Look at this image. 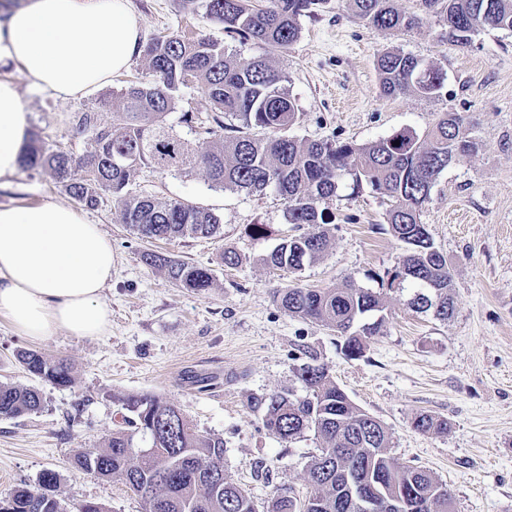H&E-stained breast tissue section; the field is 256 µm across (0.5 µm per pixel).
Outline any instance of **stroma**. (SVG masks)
<instances>
[{
	"mask_svg": "<svg viewBox=\"0 0 512 512\" xmlns=\"http://www.w3.org/2000/svg\"><path fill=\"white\" fill-rule=\"evenodd\" d=\"M142 42L178 33L222 40L234 58H266L282 71L298 105L289 136L358 144L409 128L423 131L438 116L467 117L475 151L456 157L439 177L421 220L454 275L453 316L437 320L409 309L408 292L382 289L403 245L387 231L385 196L353 193L342 177L328 202L333 222L328 252L291 273L267 266L266 255L296 231L284 200L273 192L211 188L203 169L162 174L136 169L127 190L177 198L216 214L213 237L142 240L119 220L111 193H102L87 219L112 240V284L102 299L112 311L106 335L57 331L32 341L0 316V381L30 384L15 359L28 349L67 358L75 382L40 384L38 413L0 417V499L37 485L45 471L58 478L64 512L102 504L107 512H143L141 500L119 478L74 469L76 454L103 447L122 424L119 396L156 394L180 407L194 428L224 439V472L256 503L274 491L297 499L310 492L307 466L320 441L313 433L285 442L263 425L259 402L288 389L305 390L296 376L317 356L339 387L390 432L389 456L419 466L447 483L453 512H512V31L489 30L470 45L448 41L437 17L409 31H377L347 10L345 0H322L300 19L298 39L283 50L228 37L204 10L183 0H130ZM394 50L433 62L447 74L437 96L380 93L375 60ZM142 58L99 94L62 100L30 87L16 66L0 75L16 83L32 114L31 136L46 150L83 153L71 132L76 113L119 93L142 71ZM44 202L74 205L62 183L44 169L23 168L0 186V206ZM240 262L225 266V250ZM158 252L213 270L209 291L180 288L148 266ZM381 291L385 322L362 357L349 360L336 333L322 323L288 315L276 302L290 285L333 288L343 282ZM431 413L448 422L444 433H423L412 420Z\"/></svg>",
	"mask_w": 512,
	"mask_h": 512,
	"instance_id": "obj_1",
	"label": "stroma"
}]
</instances>
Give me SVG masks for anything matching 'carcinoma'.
<instances>
[{
  "label": "carcinoma",
  "mask_w": 512,
  "mask_h": 512,
  "mask_svg": "<svg viewBox=\"0 0 512 512\" xmlns=\"http://www.w3.org/2000/svg\"><path fill=\"white\" fill-rule=\"evenodd\" d=\"M257 8L248 0H185L224 25L240 39L276 49L294 43L300 16L321 0H268ZM350 11L366 25L382 31L409 30L423 19L406 14L394 0H347ZM425 14L441 18L448 38L468 44L484 30L512 31V0H422ZM145 75L118 93L112 122L96 108L78 113L73 136L83 139L84 153L29 147L28 168L42 167L66 184L74 198L88 207L99 203L97 190L112 193L119 219L141 239L211 237L220 219L211 211L180 199L159 200L126 192L138 167L160 173L206 171L211 186L221 190L271 191L286 203L290 224H330L325 204L336 195L339 178L347 174L353 190L363 186L391 200L386 223L404 245L402 259L386 272L387 287L412 288L409 306L432 312L441 321L455 310L454 279L448 260L435 247L421 212L439 175L456 155L471 152L476 142L466 118L456 112L439 116L423 132L404 129L366 144L335 140L296 139L288 129L297 119V104L285 77L264 58L230 59L224 42L194 40L179 34L159 37L142 50ZM375 68L381 93L433 97L446 73L410 54L386 51ZM196 86L214 105L213 125L199 151L168 123L183 88ZM238 124L230 127L224 118ZM253 129L265 131L258 137ZM399 145H394V142ZM87 179H70L74 165ZM330 247L326 231L302 234L279 243L265 258L275 269L298 271ZM145 262L164 270L178 286L191 292L212 287L211 269L164 254H143ZM289 314L320 322L337 333L343 354L362 356L367 340L380 333L384 310L381 295L351 282L336 288L290 286L277 291ZM18 364L32 378L57 387L72 385V366L64 358L20 350ZM307 394L274 392L260 402L263 423L274 435L292 441L311 431L321 441L308 465L310 495L303 502L278 492L260 506L224 475V438L197 431L187 415L166 399L150 394L122 397L126 427L112 431L101 449L85 450L75 468L103 478L120 477L138 496L144 512H451L448 485L419 466H399L388 455L389 432L377 418L356 406L320 364L306 363L297 373ZM43 405L33 386L0 382V416L17 418ZM415 429L445 432L448 421L420 413ZM156 447L147 453L144 443ZM57 475L42 474L34 487H21L0 500V512H63L57 498Z\"/></svg>",
  "instance_id": "obj_1"
}]
</instances>
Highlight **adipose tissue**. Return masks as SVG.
<instances>
[{
  "instance_id": "adipose-tissue-1",
  "label": "adipose tissue",
  "mask_w": 512,
  "mask_h": 512,
  "mask_svg": "<svg viewBox=\"0 0 512 512\" xmlns=\"http://www.w3.org/2000/svg\"><path fill=\"white\" fill-rule=\"evenodd\" d=\"M141 51L128 0H27L0 21V66L64 100L94 94ZM31 114L0 77V183L21 169ZM112 241L73 207H0V314L39 341L57 330L101 336L111 323Z\"/></svg>"
}]
</instances>
